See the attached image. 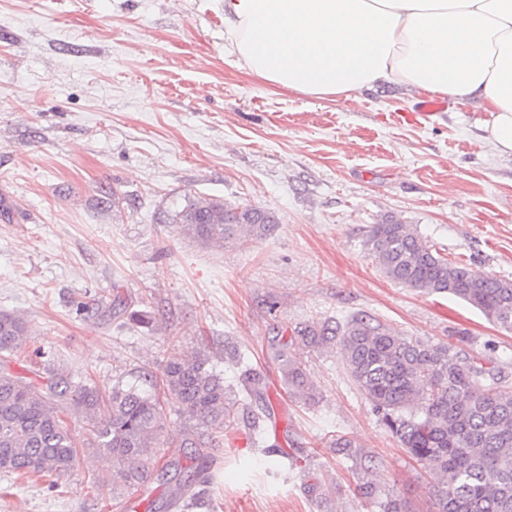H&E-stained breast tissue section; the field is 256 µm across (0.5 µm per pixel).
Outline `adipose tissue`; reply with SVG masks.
<instances>
[{"label":"adipose tissue","instance_id":"adipose-tissue-1","mask_svg":"<svg viewBox=\"0 0 512 512\" xmlns=\"http://www.w3.org/2000/svg\"><path fill=\"white\" fill-rule=\"evenodd\" d=\"M224 31L247 74L302 95L480 99L512 154V0H224Z\"/></svg>","mask_w":512,"mask_h":512}]
</instances>
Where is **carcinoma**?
<instances>
[{"mask_svg": "<svg viewBox=\"0 0 512 512\" xmlns=\"http://www.w3.org/2000/svg\"><path fill=\"white\" fill-rule=\"evenodd\" d=\"M201 243H232L261 237L275 217L249 205L196 198L175 214ZM365 246L382 274L418 292L448 293L477 309L488 321L512 332V281L452 263L425 242L409 224L385 220L369 226ZM28 335L26 321L0 311V353L20 351ZM306 347H337L358 390L406 451L429 468L437 512H512V390L500 388V370L490 359L469 356L457 342L409 338L377 320L357 314L346 322L305 323L294 330ZM284 340L271 345L281 362L283 382L294 395L315 398V390ZM239 391L201 352L168 358L162 370L165 393L191 425L181 448L194 449L200 465L177 460L160 474L153 448L164 429V411L156 394L136 383H117L108 393L80 385L45 386L0 372V472L64 475L77 457L75 442L63 425L70 405L93 417L97 448L112 454L113 478L129 489L152 477L174 483L171 508L213 480L208 448L234 421L236 393L249 426L264 430L271 418L266 382L245 358Z\"/></svg>", "mask_w": 512, "mask_h": 512, "instance_id": "1", "label": "carcinoma"}]
</instances>
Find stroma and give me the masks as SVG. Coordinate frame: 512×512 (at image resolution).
Segmentation results:
<instances>
[{"mask_svg":"<svg viewBox=\"0 0 512 512\" xmlns=\"http://www.w3.org/2000/svg\"><path fill=\"white\" fill-rule=\"evenodd\" d=\"M222 0H0V311L28 322L0 369L38 384L108 391L206 351L226 384L239 350L276 416L225 430L217 481L188 512H381L389 497L434 512L432 479L392 437L338 350L294 344L317 398L281 382L271 343L307 322L366 314L413 339L461 340L512 389V333L446 293L387 279L364 240L389 219L449 261L512 280V155L479 102L444 111L391 83L334 100L250 77L224 35ZM272 213L264 237L203 245L174 215L194 198ZM64 424L73 468L51 486L0 472V512H147L169 485L112 482L79 409ZM188 419L165 405L159 462ZM352 442L350 455L333 448ZM288 456L271 470L269 449ZM329 488L305 495L307 478ZM376 498L362 496L364 483Z\"/></svg>","mask_w":512,"mask_h":512,"instance_id":"stroma-1","label":"stroma"}]
</instances>
